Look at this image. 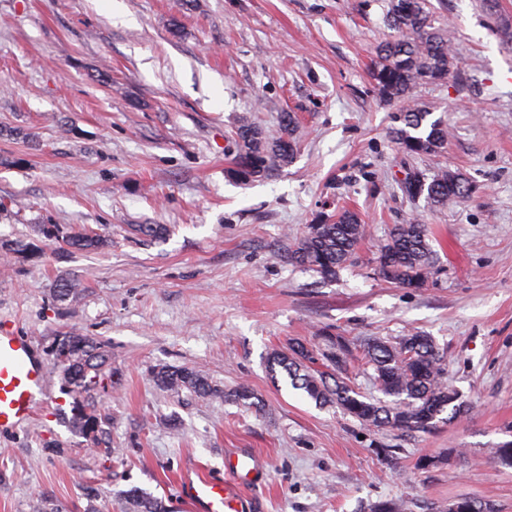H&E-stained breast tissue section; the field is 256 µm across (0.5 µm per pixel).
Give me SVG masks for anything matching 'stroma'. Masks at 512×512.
Masks as SVG:
<instances>
[{"label":"stroma","mask_w":512,"mask_h":512,"mask_svg":"<svg viewBox=\"0 0 512 512\" xmlns=\"http://www.w3.org/2000/svg\"><path fill=\"white\" fill-rule=\"evenodd\" d=\"M457 67L415 98L448 124L436 155L390 135L400 102L370 75L390 30L386 0H0V328L29 337L49 378L33 420L0 431V512H122L136 487L192 512L181 479L226 476L255 456L252 512H367L397 499L441 512L458 497L512 512V0H430ZM295 116L293 162L242 182L230 170L241 121ZM463 175L471 191L436 206L407 174ZM356 212L354 261L325 281L288 261L308 225ZM427 224L437 253L418 289L373 273L395 224ZM99 235L95 250L39 227ZM137 224L166 237L140 241ZM74 297L56 299L60 280ZM432 336L468 404L426 431L367 430L318 407L271 353L289 342L355 344L347 378L378 399L370 340ZM72 332L105 343L112 384L93 433L51 352ZM188 366L218 388L160 389L152 371ZM245 384L257 406L226 399ZM439 457L428 470L419 457ZM95 487L96 499L85 496Z\"/></svg>","instance_id":"obj_1"}]
</instances>
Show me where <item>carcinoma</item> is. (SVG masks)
Returning a JSON list of instances; mask_svg holds the SVG:
<instances>
[{"label": "carcinoma", "mask_w": 512, "mask_h": 512, "mask_svg": "<svg viewBox=\"0 0 512 512\" xmlns=\"http://www.w3.org/2000/svg\"><path fill=\"white\" fill-rule=\"evenodd\" d=\"M386 18L395 35L378 47L371 76L380 97L403 103L394 115L392 138L410 154H438L448 141V127L440 118L428 121L431 112L412 101L411 93L418 85L448 80L454 66L448 33L434 25L428 0H388ZM296 131L295 118L288 113L275 131L248 122L239 124L235 177L241 181L268 178L292 163ZM404 191L411 197L425 192L431 203L443 205L451 197L467 195L470 188L461 175L442 170L428 184L413 177ZM364 234L358 214L345 209L332 222L308 225L307 233L290 248L288 259L332 280L352 262ZM65 242L78 250L101 244L92 235H69ZM435 259L427 225L416 221L396 224L379 249L375 273L402 288H420ZM329 343L322 359L332 368L330 373L311 368L315 353L301 342L290 343L286 352H274L269 358L270 371L274 375L285 372L293 389L319 406H336L365 427L420 431L432 427L445 412L450 420L465 412L459 394L446 383L447 362L431 337L416 333L395 346L377 340L367 345L366 357L381 390L392 397L388 402L362 399L341 377L350 352L348 341L336 336ZM53 353L71 392L90 397L112 381L109 355L90 336L66 335L55 344ZM153 379L166 390L186 388L201 398L218 395L207 378L189 367L161 366L153 370ZM124 499L127 512H167L162 500L139 488L126 491ZM444 512H487V508L473 499L457 498L448 501Z\"/></svg>", "instance_id": "obj_1"}]
</instances>
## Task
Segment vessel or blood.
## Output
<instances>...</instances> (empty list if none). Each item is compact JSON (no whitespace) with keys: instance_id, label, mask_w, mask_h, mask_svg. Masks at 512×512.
I'll return each instance as SVG.
<instances>
[{"instance_id":"vessel-or-blood-1","label":"vessel or blood","mask_w":512,"mask_h":512,"mask_svg":"<svg viewBox=\"0 0 512 512\" xmlns=\"http://www.w3.org/2000/svg\"><path fill=\"white\" fill-rule=\"evenodd\" d=\"M47 389L46 366L37 358L28 337L14 331H0V430L15 429L33 416L37 397ZM226 465L229 480L199 477L188 484L190 497L205 512H243L244 504L236 485L249 480L255 469L252 459L234 457Z\"/></svg>"}]
</instances>
